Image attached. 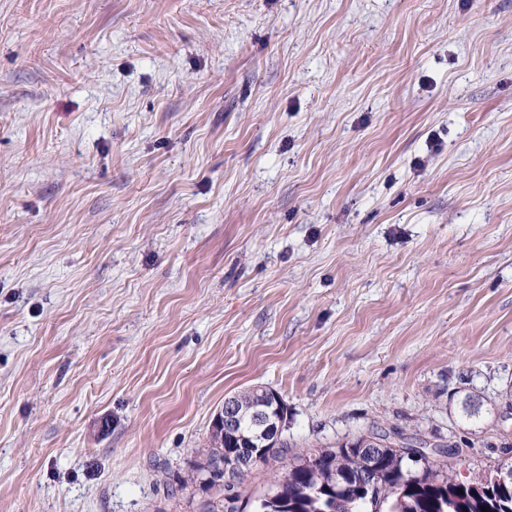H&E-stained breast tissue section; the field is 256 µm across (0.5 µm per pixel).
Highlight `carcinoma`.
I'll list each match as a JSON object with an SVG mask.
<instances>
[{
  "mask_svg": "<svg viewBox=\"0 0 512 512\" xmlns=\"http://www.w3.org/2000/svg\"><path fill=\"white\" fill-rule=\"evenodd\" d=\"M404 431L375 424L334 448H317L293 452L281 440L265 449L262 460L267 466L288 461V476H280L263 496L254 501L253 512H328L331 502L341 501L340 512H452L451 498L463 500L466 512H512V484L504 487L492 480L493 471L478 474L464 482L448 470V465L432 464L426 468L408 463L407 451L385 450L374 459L373 479L359 483L356 479L361 461L360 445L366 437L388 441ZM257 439L255 430L245 418L239 429L224 433L219 442L212 433V442L202 450L203 460L194 465L196 480L205 493H224L221 499L203 501L199 512H245L249 502H241L239 488L251 472L237 474L230 486L220 483L212 468L221 453L242 452L245 445Z\"/></svg>",
  "mask_w": 512,
  "mask_h": 512,
  "instance_id": "1",
  "label": "carcinoma"
}]
</instances>
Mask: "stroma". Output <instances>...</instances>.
<instances>
[{"label":"stroma","instance_id":"1","mask_svg":"<svg viewBox=\"0 0 512 512\" xmlns=\"http://www.w3.org/2000/svg\"><path fill=\"white\" fill-rule=\"evenodd\" d=\"M254 386L512 462V0H0V512H196Z\"/></svg>","mask_w":512,"mask_h":512}]
</instances>
